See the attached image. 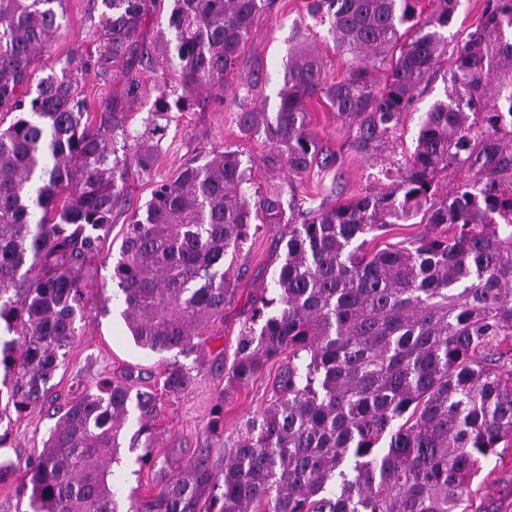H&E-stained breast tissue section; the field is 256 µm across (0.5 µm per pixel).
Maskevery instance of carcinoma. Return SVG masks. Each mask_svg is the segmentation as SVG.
Returning a JSON list of instances; mask_svg holds the SVG:
<instances>
[{
	"label": "carcinoma",
	"mask_w": 512,
	"mask_h": 512,
	"mask_svg": "<svg viewBox=\"0 0 512 512\" xmlns=\"http://www.w3.org/2000/svg\"><path fill=\"white\" fill-rule=\"evenodd\" d=\"M88 53L39 75L64 0H0V344L6 405L45 402L84 311L80 271L116 211L130 213L113 292L136 346L192 353L224 318L233 292L226 257L261 224L287 240L229 369L245 385L283 356L274 400L214 470L205 454L148 499L120 496L121 449L153 461L157 395L128 372L68 403L24 469L27 512H483L472 483L512 442V0L486 10L451 54L443 96L419 119L387 190L333 207L305 205L282 185L262 187L235 151L192 158L126 204L131 169L150 174L173 110L224 89L270 0H171L160 69L173 77L143 131L127 125L135 65L154 57L135 42L162 0H100ZM311 0L328 20L348 73L324 80L322 56L291 48L274 111L238 112L240 133L270 146L290 175L317 160L308 101L320 97L351 128L349 148L372 158L395 137L417 87L440 63L460 0ZM408 35L400 42L402 35ZM112 72L121 88L90 117L81 82ZM464 170L453 190L440 182ZM430 231L369 248L377 232L416 217ZM196 376L172 363L163 389L180 396Z\"/></svg>",
	"instance_id": "cac0c4a2"
}]
</instances>
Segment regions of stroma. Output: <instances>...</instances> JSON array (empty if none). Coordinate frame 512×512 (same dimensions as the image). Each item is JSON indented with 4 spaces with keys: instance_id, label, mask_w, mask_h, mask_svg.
<instances>
[{
    "instance_id": "35a3bbf8",
    "label": "stroma",
    "mask_w": 512,
    "mask_h": 512,
    "mask_svg": "<svg viewBox=\"0 0 512 512\" xmlns=\"http://www.w3.org/2000/svg\"><path fill=\"white\" fill-rule=\"evenodd\" d=\"M308 2L273 0L255 21L224 90L213 93L205 106L174 113L151 174L142 176L133 171L127 178L126 189L133 205L145 203L156 183L174 179L187 159L204 157L216 149L239 152L251 166L256 183L279 180V170L268 162L269 145L242 136L237 113L256 92L276 101L285 57L295 44H308L323 55L326 81L335 82L345 76L347 58L337 50L329 23L310 15ZM64 7L65 18L54 41L35 63L38 73L59 69L75 49L91 47L92 33L100 20L98 0H65ZM444 73L441 65L428 73L417 88L412 110L402 118L396 139L374 158L352 153L348 148V123L337 118L326 104H312L311 128L324 151L335 155L336 165L326 177L316 167L295 177L298 199L334 206L360 192L381 187L384 170L402 162L412 150L421 112L442 96ZM126 219V214L115 215L99 252L82 267L84 317L77 323L78 334L65 364L52 380V401L21 414L7 409L0 421V434L6 437L0 446V460L23 468L29 458L41 451L57 420L56 407L82 396L97 382L130 371L138 375L139 386L157 389L162 385L166 365L177 362L194 368L197 380L180 397L162 396L155 464L142 467L131 460L123 468L127 489L147 497L161 486L160 469L174 471L195 459L201 450H208L214 469H222L245 421L269 404L279 364H267L259 376L244 386L229 384L228 371L256 301L271 282L284 243L279 225H262L234 259L240 276L224 307L223 319L209 328L207 344L188 355H156L134 345L120 315L121 308L111 298L112 260L121 247ZM219 403L224 406V429L215 434L210 430L211 410ZM483 469L490 477L479 484L476 502L485 512H512V446L498 448L484 461Z\"/></svg>"
}]
</instances>
